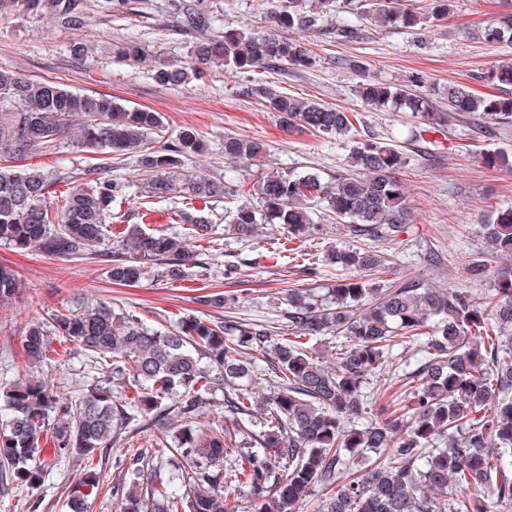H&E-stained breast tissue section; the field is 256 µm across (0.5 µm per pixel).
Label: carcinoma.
<instances>
[{"mask_svg": "<svg viewBox=\"0 0 512 512\" xmlns=\"http://www.w3.org/2000/svg\"><path fill=\"white\" fill-rule=\"evenodd\" d=\"M329 0H270L268 29L226 28L214 33L208 0L180 3L181 27L197 32L189 65L165 63L157 82L180 86L201 81L220 64L252 77L258 69L307 67V49L288 32L315 27ZM451 0H431L427 12L408 0H345L349 11L362 9L381 24L419 29L429 19L448 15ZM40 12L68 28L83 25L85 0H0V12ZM474 40L512 41V13L471 33ZM142 48L128 39L116 54L136 61ZM364 103H389L412 113L428 110V100L401 88L363 83ZM263 106L288 123L313 133L346 136L353 113L319 100L283 95L264 83L250 87ZM448 109L478 113L496 124H512V96H480L462 84L448 85ZM81 117L73 125L72 117ZM71 139L87 152L110 150L135 159L144 181L143 207L171 195L208 201L236 196L238 184L206 175L182 176L188 156L204 148L191 131L176 139L163 136L162 116L150 109H128L112 95L81 94L51 80H34L0 67V242L17 250L36 247L62 259L112 255L109 277L115 285L138 283L145 264L159 266L160 276L183 280L195 255L178 236L126 225L119 246H110L112 203L127 196L129 186L104 175L106 163L72 174L46 173L12 162L56 149ZM266 144L224 135V158L252 162L264 157ZM353 172L334 180L316 174L267 173L256 187V201L224 210V231L240 240L260 224L279 226L292 239L312 233L315 217L331 216L357 236L382 238L407 223L397 172L405 164L395 146L359 142L349 157ZM81 184L50 201L54 186L69 177ZM192 237L217 239L211 214L180 212ZM486 243L495 252H512V209L496 212L484 225ZM328 259L346 276L323 295L299 289L287 293L288 326L297 335L276 344L268 358L276 390L257 402L241 387L255 371L250 351L267 348L268 325L214 322L199 316L155 328L133 311H115L99 302L80 311L59 313L50 325L33 323L27 333V356L40 363L50 357L48 332L64 336L94 362L97 380L66 399L39 382L18 379L0 397V484L38 486L51 474L40 462L43 441L53 443L83 466L67 499L68 512H89L98 495L102 451L116 443L123 425L140 415L150 429L170 418L182 427L170 443L164 438L137 451L150 464L159 448H170L172 472L153 477L145 494L156 512H239L224 490L245 485L264 499L258 512H299V503L316 483L336 490L326 512H489L479 492L493 493L499 505L512 506V268L494 277L493 300L481 307L459 288H428L401 282L387 288L369 286L371 273L389 259L372 251L336 250ZM22 280L0 266V306L21 297ZM434 320V334L423 347L422 362L411 376L404 407L380 408L381 421L360 431L346 424L367 414L361 386L379 369L400 339L416 341ZM510 332L501 339L503 331ZM341 334L350 344L336 368L326 369L303 350L298 339ZM208 359L224 373L230 392L224 407L233 427L200 419L212 375ZM127 379L133 395L113 394L111 380ZM258 428L256 450L236 448L233 439ZM361 457L357 475L341 479L346 455ZM237 458L224 468V459ZM194 469L184 474V466ZM119 512H142V499L120 488Z\"/></svg>", "mask_w": 512, "mask_h": 512, "instance_id": "cac0c4a2", "label": "carcinoma"}]
</instances>
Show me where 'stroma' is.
Segmentation results:
<instances>
[{"instance_id":"35a3bbf8","label":"stroma","mask_w":512,"mask_h":512,"mask_svg":"<svg viewBox=\"0 0 512 512\" xmlns=\"http://www.w3.org/2000/svg\"><path fill=\"white\" fill-rule=\"evenodd\" d=\"M175 0H112L108 12L89 10L82 26L64 29L41 13L0 14V66L33 79H47L85 93H108L127 108H147L163 115L165 135L176 138L192 130L207 143L204 154L189 157L191 173L231 174L245 184L239 202H249L250 187L266 173L285 170L330 177L346 172L354 141L395 145L406 164L400 182L409 220L394 240L374 243L350 234L345 225L322 221L307 238L286 240L282 229L260 225L253 237L221 238L219 246L191 241L198 254L192 275L168 281L149 274L132 286L112 284L109 262L103 258L59 260L39 249L19 252L0 243V266L12 269L25 284L20 302L0 309V384L13 381L20 370L46 382L58 395L83 389L94 370L82 355H65L48 364L25 368V338L29 324L60 311L102 300L136 312L147 325H176L185 316L215 321L242 318L267 323L271 342L288 337L287 288H312L325 293L340 279L328 263L333 249H376L392 255L389 271L376 280L384 287L399 281L436 288H464L476 304L492 292V271L512 268V254L488 247L481 226L497 211L512 207V169L486 163L494 152L512 153V126L490 122L479 114L449 111V84L465 81L482 93L503 95L512 87L486 81L488 71L512 62V43L478 42L473 28L512 12V0H454L448 16L429 22L416 33L399 26L381 27L362 14L346 15L333 6L319 26L294 32L312 57L309 67L263 69L262 82L294 98L316 99L346 112H357L355 137H319L283 127L277 113L266 111L246 93L245 76L212 68L204 81L181 87L157 83L153 74L160 58L189 60L193 38L180 28ZM217 28L264 26V0H210ZM357 30L354 38L337 36L342 20ZM134 36L142 44L138 63L117 59L116 45ZM91 45L89 60H77L70 45ZM383 83L425 95L431 117L364 104L358 87ZM252 138L268 146L260 164L248 167L225 160L224 137ZM111 174L130 184L128 199L113 203L116 212L145 229L185 234L178 199H157L138 207L141 176L134 160H113ZM234 295V308L202 304L203 296ZM421 360L411 343L394 346L381 369L365 379L363 390L372 410L404 399L406 379ZM149 438L124 429L122 441L107 454L98 471L104 490L91 512H115L113 487L132 489L134 454ZM52 476L43 485L21 486L0 493V512H62L61 505L79 481V462L47 448Z\"/></svg>"}]
</instances>
